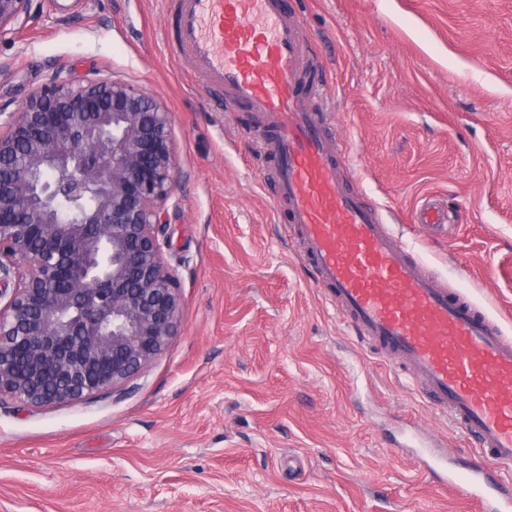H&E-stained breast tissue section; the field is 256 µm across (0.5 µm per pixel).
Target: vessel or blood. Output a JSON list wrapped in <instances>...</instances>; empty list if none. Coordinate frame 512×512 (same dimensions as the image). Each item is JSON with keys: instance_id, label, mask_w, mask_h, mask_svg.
<instances>
[{"instance_id": "vessel-or-blood-1", "label": "vessel or blood", "mask_w": 512, "mask_h": 512, "mask_svg": "<svg viewBox=\"0 0 512 512\" xmlns=\"http://www.w3.org/2000/svg\"><path fill=\"white\" fill-rule=\"evenodd\" d=\"M179 43L226 97L263 117L261 154L277 165L301 254L363 342L399 359L407 379L467 437L478 456L442 486L480 512H512V337L475 303L421 271L362 189L311 107L322 86L284 0H179ZM418 223L444 227L427 202Z\"/></svg>"}]
</instances>
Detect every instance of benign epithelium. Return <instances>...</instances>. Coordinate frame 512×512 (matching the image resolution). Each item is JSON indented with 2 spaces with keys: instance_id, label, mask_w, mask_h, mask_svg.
<instances>
[{
  "instance_id": "benign-epithelium-1",
  "label": "benign epithelium",
  "mask_w": 512,
  "mask_h": 512,
  "mask_svg": "<svg viewBox=\"0 0 512 512\" xmlns=\"http://www.w3.org/2000/svg\"><path fill=\"white\" fill-rule=\"evenodd\" d=\"M32 0H0V36ZM176 168L169 112L135 85L59 74L0 130V396L108 394L180 322L160 226Z\"/></svg>"
}]
</instances>
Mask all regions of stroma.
I'll use <instances>...</instances> for the list:
<instances>
[{
    "label": "stroma",
    "instance_id": "1",
    "mask_svg": "<svg viewBox=\"0 0 512 512\" xmlns=\"http://www.w3.org/2000/svg\"><path fill=\"white\" fill-rule=\"evenodd\" d=\"M347 175L417 262L512 337V0H285ZM174 0H32L0 37V107L56 72L171 116L164 257L181 319L113 393L0 397V512H478L418 462L472 444L358 342L300 255L259 115L206 87ZM459 213L432 230L426 201Z\"/></svg>",
    "mask_w": 512,
    "mask_h": 512
}]
</instances>
